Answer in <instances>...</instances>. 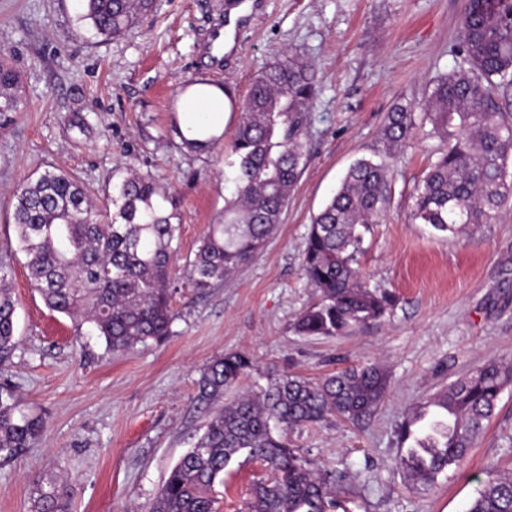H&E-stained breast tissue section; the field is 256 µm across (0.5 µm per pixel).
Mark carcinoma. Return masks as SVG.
Returning a JSON list of instances; mask_svg holds the SVG:
<instances>
[{"label":"carcinoma","mask_w":512,"mask_h":512,"mask_svg":"<svg viewBox=\"0 0 512 512\" xmlns=\"http://www.w3.org/2000/svg\"><path fill=\"white\" fill-rule=\"evenodd\" d=\"M82 18L105 36H121L151 10L152 0H80ZM512 88V0H465L458 65L435 80L424 102L439 156L418 184L413 217L435 231L457 234L496 220L512 200V117L496 96ZM316 93L310 65L284 52L254 80L230 133L228 181L234 196L224 220L210 226L190 262L188 285L204 295L249 264L276 230L308 155L303 137ZM415 113L400 107L383 128L388 148L403 145ZM388 172L356 160L336 192L312 219L302 269L318 301L296 321L306 336L335 337L382 318L394 301L362 285L353 267L363 231L386 201ZM14 228L27 256L30 284L52 311L93 324L114 353H125L170 333L169 276L177 225L172 202L149 176L129 174L100 208L76 179L46 170L15 194ZM16 300L0 260V368L16 347ZM254 367L244 352H229L201 374L199 399L216 401ZM512 364L488 359L397 425L395 466L411 485L427 488L459 468L474 439L494 415ZM388 376L377 363L349 367L319 382L273 373L259 398L238 396L217 410L196 444L170 469L146 512H214L208 489L242 451L263 462L270 477L256 482L248 512H337L335 479L295 448L274 425L295 429L335 415L358 422L384 399ZM13 389L0 383V459L16 457L42 428L16 416ZM35 512H69L67 485L37 483ZM467 512H512V474L494 465Z\"/></svg>","instance_id":"cac0c4a2"}]
</instances>
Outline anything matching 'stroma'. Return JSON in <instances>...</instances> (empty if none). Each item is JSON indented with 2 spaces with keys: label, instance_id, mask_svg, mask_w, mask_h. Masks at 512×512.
Returning a JSON list of instances; mask_svg holds the SVG:
<instances>
[{
  "label": "stroma",
  "instance_id": "1",
  "mask_svg": "<svg viewBox=\"0 0 512 512\" xmlns=\"http://www.w3.org/2000/svg\"><path fill=\"white\" fill-rule=\"evenodd\" d=\"M229 0H154L125 35L82 20L78 0H0V57L16 70L26 111L0 128V257L17 301L16 348L0 379L18 410L44 426L22 454L0 461V512H33L37 481L68 482L70 512H141L204 430L203 368L229 351L255 367L224 395L260 393L286 370L318 380L381 361L385 400L360 423L336 417L288 432L324 469L342 472L349 512H465L496 465L512 470V387L460 468L428 490L393 468L403 415L494 356L512 362V203L494 223L455 236L411 218L417 184L440 142L418 119L407 144L385 155L381 131L398 106L421 108L434 81L457 65L464 0H262L236 46L213 59L209 39ZM312 66L317 95L305 142L310 162L265 249L211 293L187 284L188 263L221 223L231 186L229 129L260 71L283 51ZM225 86L236 106L205 152L185 149L183 84ZM360 158L385 160L390 192L363 234L355 267L391 294L384 317L334 338L300 335L295 323L317 294L302 272L313 217ZM59 169L105 201L127 172L151 176L177 203L170 275L178 290L164 340L119 355L90 325L51 311L31 287L13 226L14 192ZM266 471L241 453L212 496L215 512H248Z\"/></svg>",
  "mask_w": 512,
  "mask_h": 512
}]
</instances>
